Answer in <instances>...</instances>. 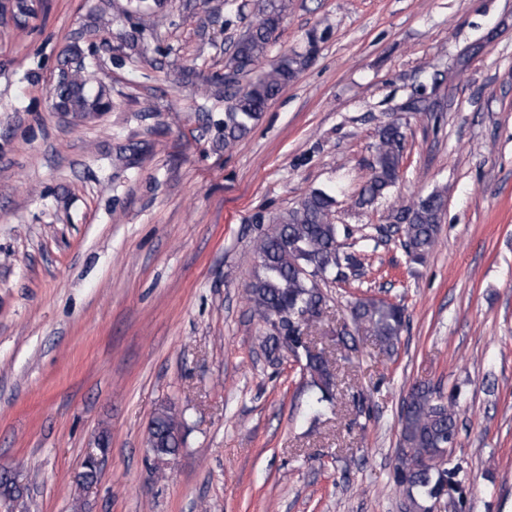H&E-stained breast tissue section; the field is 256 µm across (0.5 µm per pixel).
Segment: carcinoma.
<instances>
[{
    "label": "carcinoma",
    "mask_w": 512,
    "mask_h": 512,
    "mask_svg": "<svg viewBox=\"0 0 512 512\" xmlns=\"http://www.w3.org/2000/svg\"><path fill=\"white\" fill-rule=\"evenodd\" d=\"M289 0H257L259 20L233 43L224 60V71L234 76L247 75L266 57L287 13ZM118 11L135 19L125 39L127 55L147 59L144 34L160 23L157 12L142 11L138 0H102L99 18ZM302 55L285 56L262 70L244 87L224 86V120L215 125L216 139L229 148L245 136L258 121L269 101L305 65ZM100 68L95 53L73 45L64 54L56 73L52 108L56 112H107L112 101L104 89L93 90ZM402 125L396 120L379 130V144L371 175L356 204L363 208L374 204L393 187L400 177ZM334 197L325 190L313 189L298 205L259 223L270 226L257 239L258 264L247 294L254 311L270 323L268 353L288 349L305 358L313 386L319 395L312 400V410L320 414L330 401L334 374L325 350L305 344L321 321L326 297L320 283L336 282L359 264L358 258L340 250L339 230L332 222ZM442 194L433 192L412 205L391 214V223L401 225L402 235L410 243L414 259L421 261L434 247L439 231ZM351 321L356 331L373 336L382 350L392 354L403 324V309L384 299L364 297L351 306ZM179 422L172 408L161 409L152 419L150 433L154 455L158 458L177 453L181 439L176 434ZM458 433L453 404L425 385L413 387L404 400L401 413L399 448L394 467V481L407 492L414 512H432L441 496L451 502H463L465 490L458 479L459 467L440 466L435 460L448 455Z\"/></svg>",
    "instance_id": "obj_1"
}]
</instances>
